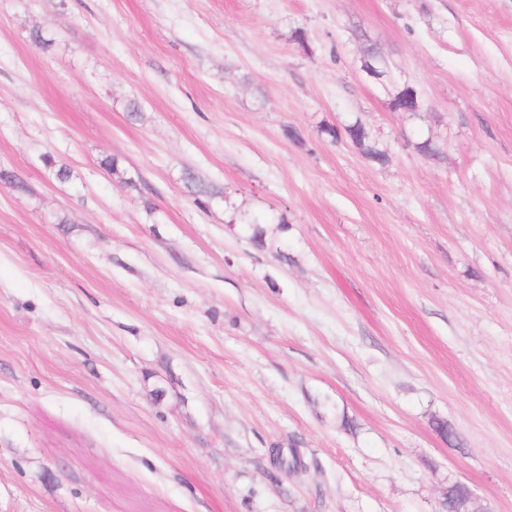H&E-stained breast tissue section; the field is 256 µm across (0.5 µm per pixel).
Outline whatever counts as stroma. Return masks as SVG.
<instances>
[{
  "instance_id": "35a3bbf8",
  "label": "stroma",
  "mask_w": 512,
  "mask_h": 512,
  "mask_svg": "<svg viewBox=\"0 0 512 512\" xmlns=\"http://www.w3.org/2000/svg\"><path fill=\"white\" fill-rule=\"evenodd\" d=\"M0 171V512H512V0H0Z\"/></svg>"
}]
</instances>
